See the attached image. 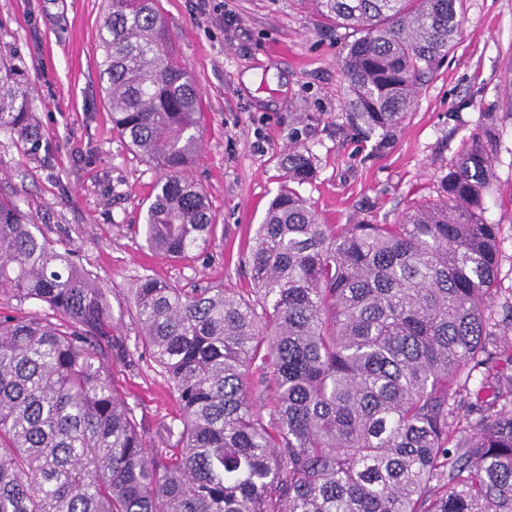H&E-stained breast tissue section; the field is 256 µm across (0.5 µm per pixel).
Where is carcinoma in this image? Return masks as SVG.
<instances>
[{"label":"carcinoma","mask_w":512,"mask_h":512,"mask_svg":"<svg viewBox=\"0 0 512 512\" xmlns=\"http://www.w3.org/2000/svg\"><path fill=\"white\" fill-rule=\"evenodd\" d=\"M313 2L357 34L338 59L346 120L386 141L466 0ZM169 41L155 0H108L101 91L113 129L160 172L147 246L182 258L216 224L188 175L199 94ZM0 134L40 147L27 68L1 48ZM495 140L490 115L438 199L341 227L299 194L314 156L294 150L247 257L250 294L141 276L139 338L179 407L162 448L114 386L132 352L113 344L108 292L0 198V293L48 309L0 318V512H512V371L495 368L512 363L498 340L512 303L496 318L498 225L481 219Z\"/></svg>","instance_id":"1"}]
</instances>
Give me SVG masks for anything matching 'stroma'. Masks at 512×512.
<instances>
[{
    "label": "stroma",
    "instance_id": "1",
    "mask_svg": "<svg viewBox=\"0 0 512 512\" xmlns=\"http://www.w3.org/2000/svg\"><path fill=\"white\" fill-rule=\"evenodd\" d=\"M159 0L170 47L201 93L190 169L217 218L204 252L180 260L148 249L138 225L160 176L112 129L97 59L105 0H0V44L24 59L42 142L23 152L0 135V194L73 249L112 293L116 341L134 349L115 363L118 388L153 447L176 401L150 354L137 346L133 290L150 275L184 288L221 284L248 292L247 255L271 199L286 181L289 150L316 157L301 195L323 224H394L436 199L439 177L495 116V179L483 219L499 227V290L512 296V0H466L454 50L428 77L389 143L347 127L337 61L351 35L320 26L311 0Z\"/></svg>",
    "mask_w": 512,
    "mask_h": 512
}]
</instances>
